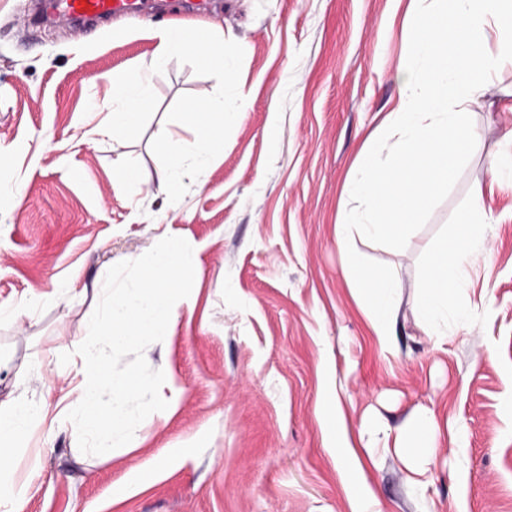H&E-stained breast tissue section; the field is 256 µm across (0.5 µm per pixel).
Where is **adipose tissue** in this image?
Masks as SVG:
<instances>
[{"label":"adipose tissue","instance_id":"ef3b65f1","mask_svg":"<svg viewBox=\"0 0 512 512\" xmlns=\"http://www.w3.org/2000/svg\"><path fill=\"white\" fill-rule=\"evenodd\" d=\"M482 187H475L470 209L462 214L454 233L434 247L418 286L417 309L426 335L438 342L448 340V320L465 318L469 306L464 290L476 262H491L485 247V213L481 205ZM38 417L25 397H18L8 408L0 407V489L8 488L4 501L6 512H24V490L12 488L6 470L8 458ZM443 427L435 412L426 407L415 409L395 432L383 433L378 420L365 416L359 433L368 438H382L385 449L393 451L403 462L410 483L423 487L424 476L434 461V451Z\"/></svg>","mask_w":512,"mask_h":512}]
</instances>
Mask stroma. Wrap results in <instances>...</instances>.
<instances>
[{
	"label": "stroma",
	"mask_w": 512,
	"mask_h": 512,
	"mask_svg": "<svg viewBox=\"0 0 512 512\" xmlns=\"http://www.w3.org/2000/svg\"><path fill=\"white\" fill-rule=\"evenodd\" d=\"M32 4L0 0V407L22 396L42 411L10 463L26 512H350L369 491L381 512H512V183L493 181L487 159L512 138V64L472 115L478 142L460 179L406 248L353 241L402 284L387 357L345 279L336 226L358 155L398 103L412 0H205L190 12L155 0L86 34L32 25ZM171 20L233 35L248 100L175 204L151 141L166 127L192 144L167 114L215 79L170 61L140 138L117 153L93 132L116 76L149 63L151 29ZM119 165L140 182L118 183ZM477 183L493 258L473 269L469 316L439 346L419 326L417 285ZM168 236L191 244L194 284L144 356L175 408L109 455L83 454L66 419L76 349L109 268ZM333 405L352 432L369 412L393 430L428 407L467 442L442 439L421 495L383 448L377 466H357L327 422Z\"/></svg>",
	"instance_id": "obj_1"
}]
</instances>
